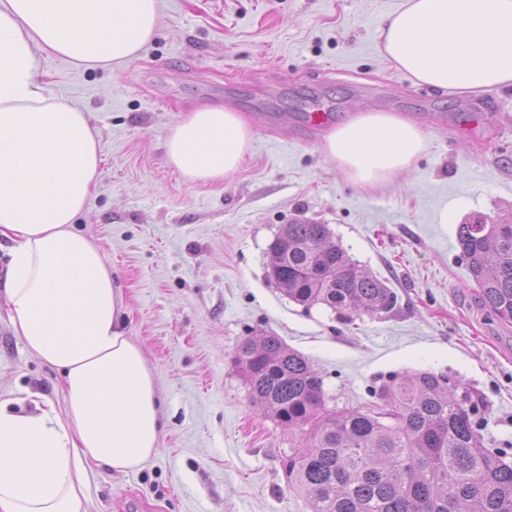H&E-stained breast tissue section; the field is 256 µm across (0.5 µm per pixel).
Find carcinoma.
Returning a JSON list of instances; mask_svg holds the SVG:
<instances>
[{
    "label": "carcinoma",
    "instance_id": "cac0c4a2",
    "mask_svg": "<svg viewBox=\"0 0 512 512\" xmlns=\"http://www.w3.org/2000/svg\"><path fill=\"white\" fill-rule=\"evenodd\" d=\"M460 257L482 307L512 322V220L457 229ZM269 277L289 299L350 315L392 312L397 294L362 269L326 224L282 226ZM233 364L252 403L298 446L281 460L311 512H512V463L482 435L479 401L443 374H393L372 389L385 407L336 410L308 358L278 336L246 338Z\"/></svg>",
    "mask_w": 512,
    "mask_h": 512
}]
</instances>
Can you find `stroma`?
I'll use <instances>...</instances> for the list:
<instances>
[{
	"mask_svg": "<svg viewBox=\"0 0 512 512\" xmlns=\"http://www.w3.org/2000/svg\"><path fill=\"white\" fill-rule=\"evenodd\" d=\"M404 0H160L153 42L119 72L41 61L49 96L85 110L100 151L77 227L121 289L126 331L158 377L163 428L137 472L88 467L87 512H311L281 468L295 439L254 407L233 365L246 337L276 333L324 378L328 407L365 408L389 375L445 374L482 401L489 447L512 457V324L481 306L456 241L479 214L512 219V87L419 86L378 53ZM225 93L251 130L241 168L198 184L166 161L169 128ZM479 102L471 111V102ZM358 112L413 123L427 148L377 187L352 183L306 128ZM329 225L398 296L343 322L268 278L282 225ZM0 392L15 410L66 407L62 378L15 336L0 293Z\"/></svg>",
	"mask_w": 512,
	"mask_h": 512,
	"instance_id": "obj_1",
	"label": "stroma"
}]
</instances>
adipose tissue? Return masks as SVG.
I'll list each match as a JSON object with an SVG mask.
<instances>
[{
  "label": "adipose tissue",
  "mask_w": 512,
  "mask_h": 512,
  "mask_svg": "<svg viewBox=\"0 0 512 512\" xmlns=\"http://www.w3.org/2000/svg\"><path fill=\"white\" fill-rule=\"evenodd\" d=\"M160 0H0V237L13 243L0 281L16 336L58 370L65 413L0 399V512H86L87 466L118 473L154 454L156 377L125 331L122 293L101 249L75 227L97 182L85 112L51 98L40 56L119 71L155 37ZM379 52L414 83L459 93L512 86V0H405L379 29ZM239 113H186L167 135L170 167L220 184L250 149ZM427 146L412 123L364 112L324 150L348 178L377 185Z\"/></svg>",
  "instance_id": "adipose-tissue-1"
}]
</instances>
